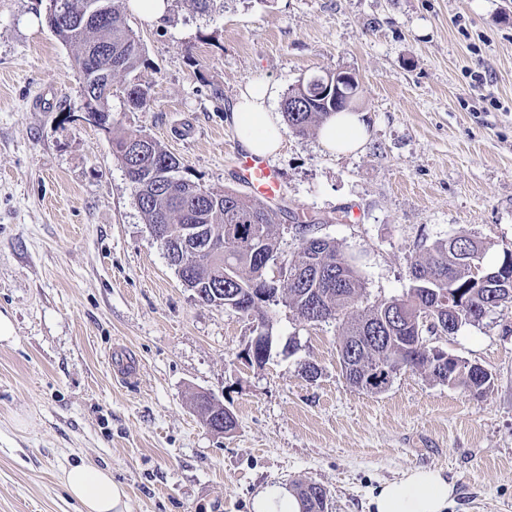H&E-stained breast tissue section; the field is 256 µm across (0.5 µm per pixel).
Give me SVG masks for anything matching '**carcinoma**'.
<instances>
[{
	"label": "carcinoma",
	"instance_id": "cac0c4a2",
	"mask_svg": "<svg viewBox=\"0 0 512 512\" xmlns=\"http://www.w3.org/2000/svg\"><path fill=\"white\" fill-rule=\"evenodd\" d=\"M72 22L55 33L65 45L77 47L78 74L86 70V54L94 50L100 64L109 67L112 76L128 75L143 63L140 40L129 26L121 7V0H66ZM318 75L310 81L302 80L289 89L283 102V116L289 128L297 134H306L323 124L330 116L347 111L336 105V100L323 94ZM84 103L92 122L106 127L109 121L111 94L95 87L85 90ZM302 101L304 112L288 111V101ZM140 130H127L112 138L113 155L124 169L142 168L146 165L173 164L180 160L151 140L149 155L141 158L130 149ZM138 207L147 224H160L170 234L177 233L182 224H206L221 243L223 253L221 268L210 263L199 264L193 272L195 286L201 290L200 299L213 303V286L222 283L239 294L236 312L254 317L261 322L268 320L266 308L269 302L258 292L267 287L269 266L265 260L278 256L279 211L267 202L228 190L217 193L199 187L197 195L186 194L181 189L153 190L143 188L136 180L130 181ZM456 248L448 246V240L434 241L424 254L415 258L411 265L412 286L406 295L381 300L360 307L364 283L357 269L342 255L340 245L334 239L323 242L315 252L299 247L290 259L298 277L282 282V302L299 318L306 317L309 306L320 303L327 309L330 320L347 314L342 326L339 360L348 384L360 391L379 394L390 386L383 379L376 384L368 383V377L379 367H386L391 376L402 368L421 370L432 380L448 383L477 395L491 384V374L484 368L465 360H450L444 355H434L424 345L412 327L393 330L387 328L396 303H402L410 313L431 304V295L437 294L443 302L440 317L443 331H448L449 309L463 305L471 310L462 315L460 324H478L480 312L489 301L493 308L512 304V253L504 254L501 263L493 268L498 276L486 288H478L471 280L470 267L458 251L474 245L484 246L466 235L455 237ZM303 512H325L326 491L313 483L296 485Z\"/></svg>",
	"mask_w": 512,
	"mask_h": 512
}]
</instances>
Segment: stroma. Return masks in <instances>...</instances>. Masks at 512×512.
Returning a JSON list of instances; mask_svg holds the SVG:
<instances>
[{"label":"stroma","mask_w":512,"mask_h":512,"mask_svg":"<svg viewBox=\"0 0 512 512\" xmlns=\"http://www.w3.org/2000/svg\"><path fill=\"white\" fill-rule=\"evenodd\" d=\"M127 21L144 62L112 84V129H139L216 192L241 190L231 112L265 83L268 110L299 80L347 70L369 138L330 154L318 130L283 131L270 161L285 193L279 252L318 218L364 282L362 305L399 297L434 241H482L485 267L512 252V0H168ZM45 0H0V512H77L76 463L111 470L125 512H253L267 486L327 492L328 512H370L383 482L442 470L449 512H512V305L442 347L481 365L480 396L401 369L379 395L351 388L341 323L267 308L268 360L246 362L257 322L184 288L143 219L111 129L87 120L75 47ZM148 88L151 107L126 90ZM126 350L133 378L109 353ZM320 369L317 380L304 364ZM236 427H205L196 397Z\"/></svg>","instance_id":"35a3bbf8"}]
</instances>
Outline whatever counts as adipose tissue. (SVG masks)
Here are the masks:
<instances>
[{"label": "adipose tissue", "instance_id": "ef3b65f1", "mask_svg": "<svg viewBox=\"0 0 512 512\" xmlns=\"http://www.w3.org/2000/svg\"><path fill=\"white\" fill-rule=\"evenodd\" d=\"M266 85L247 83L240 89L232 112L236 134L249 152L270 156L282 145V128L270 115ZM367 139L361 114L341 112L323 123L319 140L331 153L354 152ZM69 495L78 502L79 512H122L125 491L113 483L110 470L77 464L62 477ZM452 484L440 471L417 468L402 479L383 484L371 500V512H447Z\"/></svg>", "mask_w": 512, "mask_h": 512}]
</instances>
